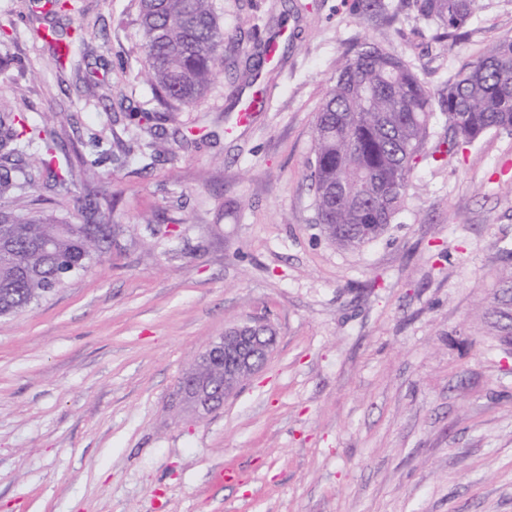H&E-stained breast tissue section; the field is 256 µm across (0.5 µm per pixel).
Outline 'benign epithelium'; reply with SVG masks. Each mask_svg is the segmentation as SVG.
I'll return each mask as SVG.
<instances>
[{
  "label": "benign epithelium",
  "mask_w": 512,
  "mask_h": 512,
  "mask_svg": "<svg viewBox=\"0 0 512 512\" xmlns=\"http://www.w3.org/2000/svg\"><path fill=\"white\" fill-rule=\"evenodd\" d=\"M276 341L274 327L247 320L224 330L195 355L178 381L180 405L197 419L210 415L267 362Z\"/></svg>",
  "instance_id": "7a95c632"
}]
</instances>
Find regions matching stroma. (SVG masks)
<instances>
[{
	"label": "stroma",
	"instance_id": "1",
	"mask_svg": "<svg viewBox=\"0 0 512 512\" xmlns=\"http://www.w3.org/2000/svg\"><path fill=\"white\" fill-rule=\"evenodd\" d=\"M391 2L214 0L225 66L185 107L144 78L138 0H0V100L71 162L67 188L0 207L82 224L76 198H112L102 261L0 319V512H512V355L481 307L512 249V133L448 154L437 116L382 236L345 250L315 222L316 113L354 43L439 95L512 36V0H481L454 43ZM51 25L85 33L63 71ZM249 317L276 328L271 357L196 419L178 379Z\"/></svg>",
	"mask_w": 512,
	"mask_h": 512
}]
</instances>
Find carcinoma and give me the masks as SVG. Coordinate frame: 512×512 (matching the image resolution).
<instances>
[{
    "instance_id": "cac0c4a2",
    "label": "carcinoma",
    "mask_w": 512,
    "mask_h": 512,
    "mask_svg": "<svg viewBox=\"0 0 512 512\" xmlns=\"http://www.w3.org/2000/svg\"><path fill=\"white\" fill-rule=\"evenodd\" d=\"M478 0H413L421 19L455 38ZM145 76L163 103L195 104L224 67V29L213 0H140ZM52 60L72 64L80 29L51 30ZM435 104L428 87L399 57L374 42L356 44L336 68L316 116L308 161L317 223L337 245L358 248L380 237L402 212L417 158L429 136ZM440 110L448 151L491 130L512 132V36L497 41L448 81ZM58 164V144L45 123L0 103V198L36 186ZM112 225H71L34 215L19 222L0 214V316L10 317L87 270L103 253ZM488 333L512 351V273L487 298Z\"/></svg>"
}]
</instances>
